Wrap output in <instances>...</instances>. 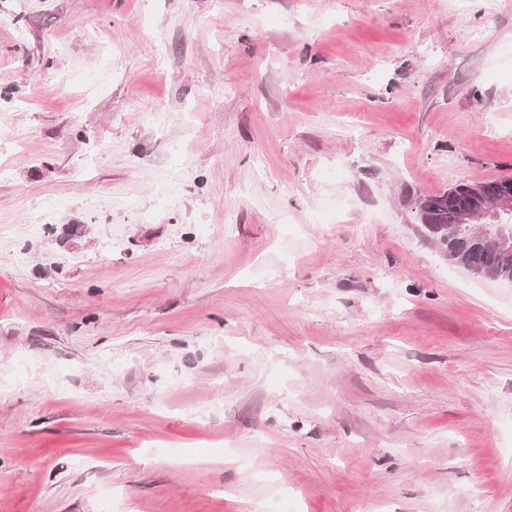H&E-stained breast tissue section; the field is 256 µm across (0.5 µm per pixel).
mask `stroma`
<instances>
[{
	"label": "stroma",
	"mask_w": 512,
	"mask_h": 512,
	"mask_svg": "<svg viewBox=\"0 0 512 512\" xmlns=\"http://www.w3.org/2000/svg\"><path fill=\"white\" fill-rule=\"evenodd\" d=\"M512 0H0V512H512ZM503 181L509 180L475 185L461 183L439 194L417 195L416 200L425 201L427 210L425 222L420 221L419 224L448 228V235L445 237L424 225L439 249L446 250L460 265L466 269L469 268V271L476 275L505 276L496 279L512 283V278L506 276L512 275L511 260H503L486 244L483 246L475 241H469L483 238L498 254L512 259L511 225L504 223L505 217H512V183H505L496 193L499 184ZM474 187H480L481 193L474 194ZM474 204L487 206L460 210ZM448 224L452 225L448 226ZM491 226L496 227L494 233L488 229ZM448 237L464 240L449 241Z\"/></svg>",
	"instance_id": "1"
}]
</instances>
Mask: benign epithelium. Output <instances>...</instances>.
Listing matches in <instances>:
<instances>
[{
    "instance_id": "benign-epithelium-1",
    "label": "benign epithelium",
    "mask_w": 512,
    "mask_h": 512,
    "mask_svg": "<svg viewBox=\"0 0 512 512\" xmlns=\"http://www.w3.org/2000/svg\"><path fill=\"white\" fill-rule=\"evenodd\" d=\"M512 217V183L501 186L487 206L459 211L457 222L448 226V237L483 239L501 256L512 258V226L504 218Z\"/></svg>"
}]
</instances>
